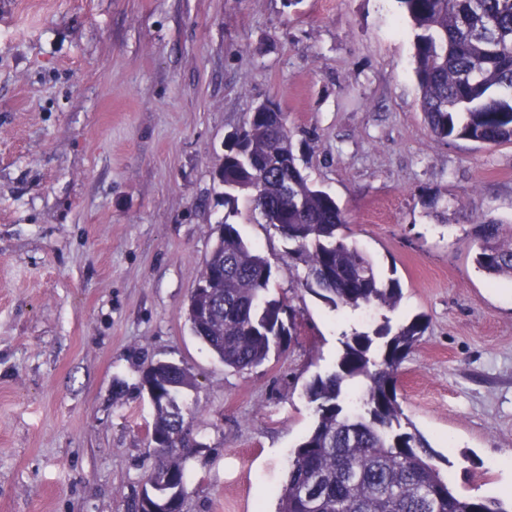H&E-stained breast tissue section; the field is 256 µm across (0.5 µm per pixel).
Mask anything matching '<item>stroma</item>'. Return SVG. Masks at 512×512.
Returning <instances> with one entry per match:
<instances>
[{
	"mask_svg": "<svg viewBox=\"0 0 512 512\" xmlns=\"http://www.w3.org/2000/svg\"><path fill=\"white\" fill-rule=\"evenodd\" d=\"M276 102L298 163L343 209L397 308H336L246 204L224 141ZM297 313L288 350L238 371L185 308L224 218ZM512 224V143L439 142L398 0H12L0 10V512H129L154 465L151 362L196 385L183 512H276L313 427L304 389L341 326L424 317L405 418L463 496L512 493V282L479 271L477 220Z\"/></svg>",
	"mask_w": 512,
	"mask_h": 512,
	"instance_id": "obj_1",
	"label": "stroma"
}]
</instances>
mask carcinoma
<instances>
[{
    "mask_svg": "<svg viewBox=\"0 0 512 512\" xmlns=\"http://www.w3.org/2000/svg\"><path fill=\"white\" fill-rule=\"evenodd\" d=\"M415 30V74L420 107L438 140L459 138L483 145L512 142V0H399ZM245 197L250 210L294 245L306 266L303 286L333 303L359 309H394L402 298L398 280H383L372 260L348 241L343 210L303 173L284 113L274 103L252 113L232 134L224 152V203ZM477 268L512 280V227L485 219L474 226ZM216 284L209 298L214 316L190 325L224 366L258 367L283 353L296 325L295 310L267 298L272 269L235 225L206 260ZM425 330L416 317L392 329L345 336L335 368L305 387L315 423L294 448L277 512H512L498 497H462L432 462L420 434L403 426L397 372ZM186 391L194 377L181 369L150 365L143 381ZM361 390L359 409L343 387ZM194 412L171 418L155 410L148 439L153 468L169 475L163 487L145 481L132 512H181L190 484L181 447Z\"/></svg>",
    "mask_w": 512,
    "mask_h": 512,
    "instance_id": "carcinoma-1",
    "label": "carcinoma"
}]
</instances>
